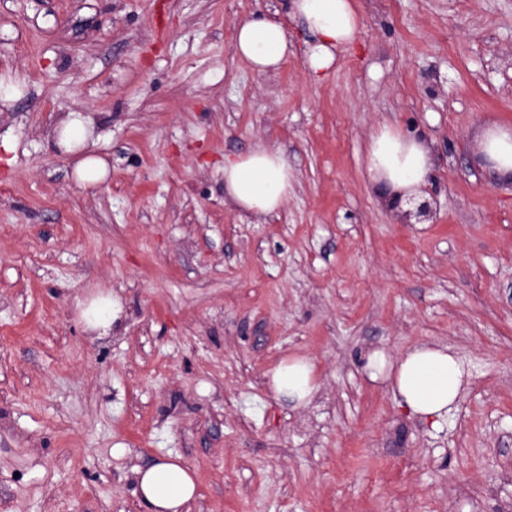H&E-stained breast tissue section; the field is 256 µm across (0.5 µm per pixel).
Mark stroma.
<instances>
[{
    "mask_svg": "<svg viewBox=\"0 0 512 512\" xmlns=\"http://www.w3.org/2000/svg\"><path fill=\"white\" fill-rule=\"evenodd\" d=\"M357 4L318 80L287 0H0V512H142L134 471L168 453L189 512H512V185L476 143L512 125V0ZM254 13L291 38L270 75L233 51ZM69 112L97 186L48 144ZM384 125L432 148L429 216L375 191ZM258 144L294 173L261 218L224 195ZM99 288L106 339L77 320ZM423 342L471 373L437 427L364 372ZM292 354L321 382L297 410L267 377ZM89 118L71 112L60 126L58 139L54 138V148L62 153L73 154L77 146L89 149L88 153L76 161L73 168L75 180L81 185H95L104 181L108 175V164L100 156L92 153L89 140L92 138V125ZM123 304L112 291L97 290L77 303V316L85 332L99 338L112 336L122 323Z\"/></svg>",
    "mask_w": 512,
    "mask_h": 512,
    "instance_id": "35a3bbf8",
    "label": "stroma"
}]
</instances>
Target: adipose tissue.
Segmentation results:
<instances>
[{"label": "adipose tissue", "instance_id": "ef3b65f1", "mask_svg": "<svg viewBox=\"0 0 512 512\" xmlns=\"http://www.w3.org/2000/svg\"><path fill=\"white\" fill-rule=\"evenodd\" d=\"M288 12L299 19L311 36L306 64L313 74L330 70L336 53L352 44L361 27L355 0H288ZM288 31L279 21L255 14L236 28L233 49L253 72H276L288 57ZM92 137L90 119L69 113L53 145L63 153L76 147L87 150ZM479 151L485 167L503 181L512 180V126L487 125ZM365 164L370 179L387 204L421 198L433 168L431 150L417 135L384 126L370 138ZM76 181L94 185L108 175V164L88 152L73 168ZM294 179L284 154L257 145L248 153L224 160V193L245 212L263 216L282 208ZM119 296L105 290L90 293L77 303V316L84 331L111 335L122 323ZM369 379L385 383L395 400L412 417L440 422L457 407L468 371L464 362L443 345L419 344L391 356L376 349L365 357ZM318 366L307 355L293 354L280 360L269 372V386L277 399L296 408L308 406L320 384ZM197 485L180 456L168 454L135 471L134 494L143 512H184L195 497Z\"/></svg>", "mask_w": 512, "mask_h": 512}]
</instances>
